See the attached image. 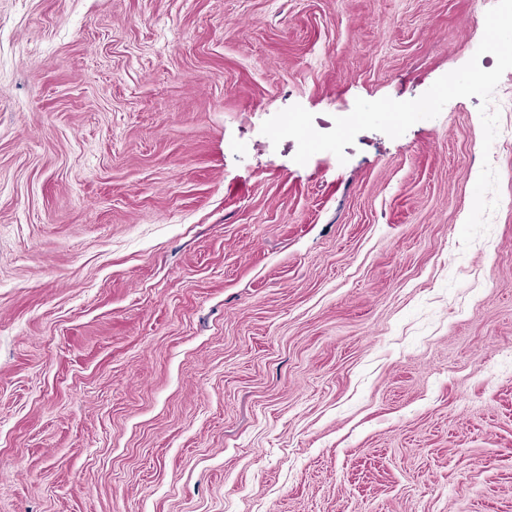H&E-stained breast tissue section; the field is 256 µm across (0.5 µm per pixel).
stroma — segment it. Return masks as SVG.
<instances>
[{
	"mask_svg": "<svg viewBox=\"0 0 512 512\" xmlns=\"http://www.w3.org/2000/svg\"><path fill=\"white\" fill-rule=\"evenodd\" d=\"M495 3L0 0V512H512V112L261 132L421 96Z\"/></svg>",
	"mask_w": 512,
	"mask_h": 512,
	"instance_id": "1",
	"label": "stroma"
}]
</instances>
